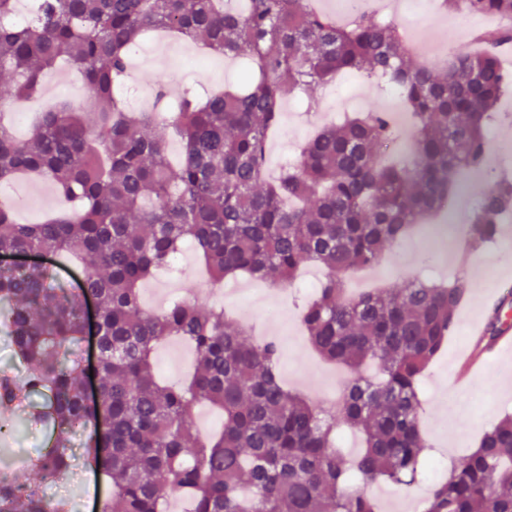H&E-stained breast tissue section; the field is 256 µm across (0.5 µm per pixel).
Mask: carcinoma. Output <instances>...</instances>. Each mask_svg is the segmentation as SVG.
<instances>
[{
	"mask_svg": "<svg viewBox=\"0 0 512 512\" xmlns=\"http://www.w3.org/2000/svg\"><path fill=\"white\" fill-rule=\"evenodd\" d=\"M19 0H0V101L39 94L45 71L78 69L93 100L87 112L67 101L42 113L21 143L0 120V182L36 174L63 207L40 224H19L0 199V252L39 250L73 256L84 271L63 287L49 265L0 267V322L14 368L0 369V437L30 422L49 437L23 477L0 479V512H73L44 487L66 479L65 435L80 436L88 466L105 476L100 512H164L161 494L185 493L191 512H378L359 478L411 485L423 468L418 382L456 324L461 279L343 297L345 275L377 264L426 215L462 194V178L491 169L488 124L512 77L497 47L512 30L487 33L478 52L461 50L438 66L411 62L392 21L363 11L350 25L308 0H38L36 21L8 23ZM460 14L512 18V0H437ZM154 30L201 41L210 53L241 57L245 83L204 96L189 88L167 111L126 110L113 87L131 50ZM339 73L379 79L397 90L413 120L410 155L386 146L400 137L384 112L323 127L300 159L266 175L267 133L282 104L318 108L315 90ZM182 144L168 161L169 140ZM512 182L483 188L469 217L467 246L502 232ZM190 242L209 276L246 274L282 288L309 264L327 269L317 295L301 307L315 350L359 376L329 409L292 393L279 375L281 346L252 340L245 321L224 309L175 299L159 310L140 302L142 286L171 266ZM98 303V399L85 396L84 304ZM189 342L198 363L184 385L153 371L158 344ZM216 408L224 426L210 441L194 433L198 406ZM362 436L342 466L336 428ZM424 512H512V415L487 429L476 450L436 483Z\"/></svg>",
	"mask_w": 512,
	"mask_h": 512,
	"instance_id": "cac0c4a2",
	"label": "carcinoma"
}]
</instances>
